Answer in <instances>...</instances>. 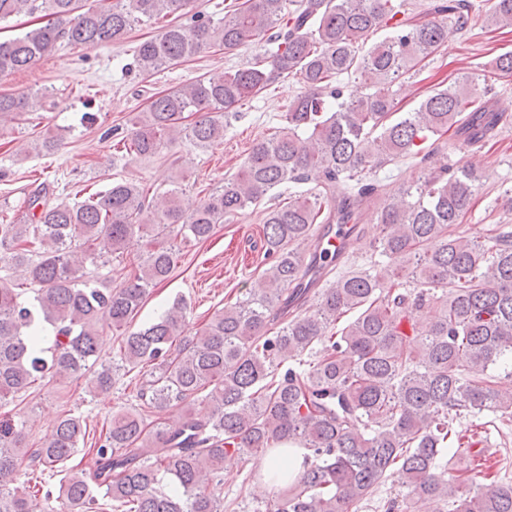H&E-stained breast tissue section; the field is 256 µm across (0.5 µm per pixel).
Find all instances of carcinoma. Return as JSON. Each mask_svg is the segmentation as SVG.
<instances>
[{
  "label": "carcinoma",
  "mask_w": 512,
  "mask_h": 512,
  "mask_svg": "<svg viewBox=\"0 0 512 512\" xmlns=\"http://www.w3.org/2000/svg\"><path fill=\"white\" fill-rule=\"evenodd\" d=\"M192 0H0V20L41 12L43 24L0 41V76L31 69L58 46L117 43L136 26L179 14L134 53L145 72L179 64L219 41L231 54L257 37L269 48L244 69L196 78L151 98L125 148L153 156L183 137L206 149L224 137L237 104L280 77L303 86L288 104L287 127L254 142L240 172L200 204H181L182 186L149 194L116 180L73 204L37 192L27 212L0 215V407L38 380L75 379L91 368L93 390L112 389L121 369L153 367L140 410L112 416L104 439L74 462L83 419L58 418L30 460L61 474L48 512L99 506L127 512H224V458L303 448L295 479L268 474L276 489L265 512H355L394 472L407 492L385 512H411L419 499L451 501L452 512H512V482L489 472L472 489L474 440L456 425L484 412L512 417V387L499 369L512 362V227L482 240L460 225L479 181L473 164L435 168L441 138L453 132L480 149L507 121L472 95L461 75L398 107L395 83L442 54L450 32L472 24L512 29V0H429L424 19L397 18L393 0H236L216 20ZM384 37L370 47L367 38ZM368 93L354 97L347 80ZM37 90L0 95L15 119L44 107ZM194 120L185 123L187 116ZM411 160L417 180L394 187L376 172ZM288 187V202L266 208L268 268L245 292L182 340L178 298L147 326L131 329L149 289L167 280L181 247L208 240L215 226ZM370 254L361 264L319 262L316 224H353ZM147 240L122 283L100 288L92 271ZM322 278L327 287L310 303ZM122 336L102 360V336ZM184 344H178V341ZM208 411L195 413L193 405ZM181 410L170 425L163 414ZM156 415L153 424L145 414ZM23 416L0 418V512H30L40 490L18 485ZM458 457L448 474V453Z\"/></svg>",
  "instance_id": "cac0c4a2"
}]
</instances>
